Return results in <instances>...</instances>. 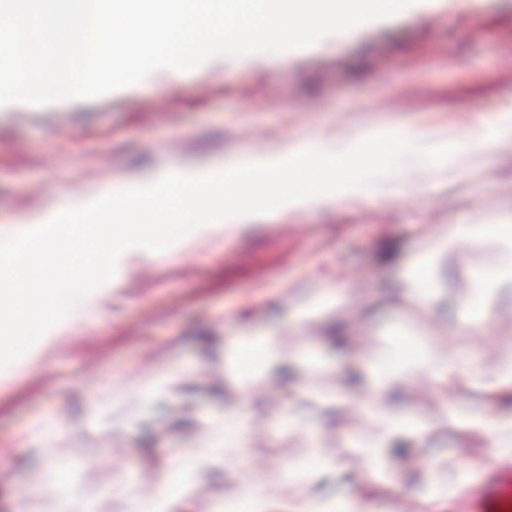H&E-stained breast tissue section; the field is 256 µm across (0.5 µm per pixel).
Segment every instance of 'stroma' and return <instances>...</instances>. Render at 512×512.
Returning <instances> with one entry per match:
<instances>
[{"mask_svg":"<svg viewBox=\"0 0 512 512\" xmlns=\"http://www.w3.org/2000/svg\"><path fill=\"white\" fill-rule=\"evenodd\" d=\"M508 40L512 0H418L392 18L289 51L277 67L265 53L247 63L220 56L190 73L154 71L92 99L0 107V237L23 231L26 217L85 204L111 182L229 159L249 133L265 152L413 129L425 132V146L458 144L443 165L409 162L332 203L205 225L163 252H124L112 280L0 369V512H52L55 499L42 489L57 468L68 479L56 498L91 512H129L131 488L150 494L179 467L194 475L179 512H200L206 502L241 512L244 479L264 486L271 512L358 492L377 512H407L429 459L465 477L456 497L475 494L494 442L459 427L457 414L487 405L482 389L464 375L441 389L393 384L390 408L427 430L394 461L392 491L365 473L354 444L356 424L369 432L375 425L364 419L351 377L364 346L383 348L397 336L414 352L444 339V354L473 353L480 370L501 362L511 295L490 300L486 335L454 329V302L470 295L477 277L495 273V241L452 243L440 253L433 305L411 300L402 278L449 225L494 224L512 214V148L480 135L512 114V66L501 57ZM274 85L283 94L278 109L266 106ZM156 98L167 100L168 113L140 110ZM322 294L329 304L297 322L298 304ZM246 328L270 331L283 361L306 342L322 364L292 375L263 372L241 393L228 340ZM161 373L169 378L164 395L145 402L141 386ZM310 385L333 401L306 426L289 427L288 412ZM229 397L240 421L224 418ZM44 417L62 426L52 447H18ZM241 424L250 430L247 446L228 455L225 439ZM206 439L214 449L200 467L195 447ZM313 441L340 469L302 482L294 473L308 469Z\"/></svg>","mask_w":512,"mask_h":512,"instance_id":"obj_1","label":"stroma"}]
</instances>
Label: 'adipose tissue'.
I'll return each mask as SVG.
<instances>
[{
    "label": "adipose tissue",
    "instance_id": "adipose-tissue-1",
    "mask_svg": "<svg viewBox=\"0 0 512 512\" xmlns=\"http://www.w3.org/2000/svg\"><path fill=\"white\" fill-rule=\"evenodd\" d=\"M457 240L490 238L499 246V270L494 279L477 280L470 297L459 307L461 327L473 335L486 334L485 308L488 301L499 294H512V216L495 224H457L453 237ZM231 363L242 386L253 382L256 371L279 363L280 355L274 338L269 334H241L229 345ZM463 357L449 355L441 359H415L403 346L402 339H393L384 350L368 351L364 357L361 374L364 378V408L367 416L375 421L380 431L377 437L362 446L369 473L383 470L382 452L393 435L405 432L423 437L426 426L410 415L386 410L380 398L386 394L390 382L406 381L414 375L435 387L446 386L448 381L462 370ZM461 427L475 433L490 431L496 452L504 458H512V412L489 416L487 411L474 410L461 413ZM181 472H174L171 480L158 484L149 496L132 493V512H174L181 497L179 483Z\"/></svg>",
    "mask_w": 512,
    "mask_h": 512
}]
</instances>
